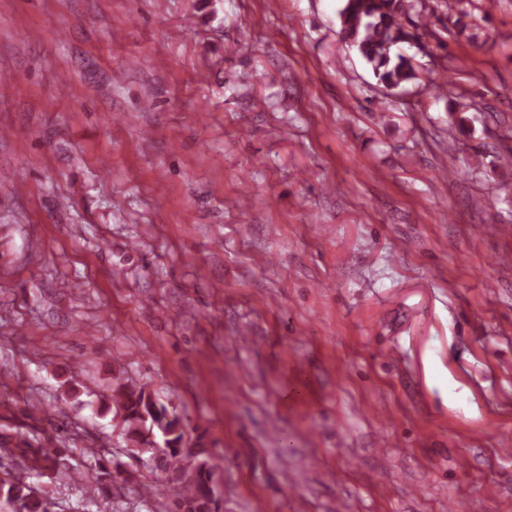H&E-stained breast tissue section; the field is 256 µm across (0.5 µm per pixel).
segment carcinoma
Returning <instances> with one entry per match:
<instances>
[{"label": "carcinoma", "instance_id": "carcinoma-1", "mask_svg": "<svg viewBox=\"0 0 512 512\" xmlns=\"http://www.w3.org/2000/svg\"><path fill=\"white\" fill-rule=\"evenodd\" d=\"M422 0H342L338 12L340 35L371 70L378 84L395 90L416 79L412 58L400 45L421 42L431 21ZM418 20L409 31L410 13ZM112 407L121 418L122 440L133 454H149L154 468L172 481L175 512H217L210 473L203 459L206 442L199 436L185 441V427L177 411L142 385L120 378L112 385ZM0 494L16 504V512H53L45 491L22 481H3Z\"/></svg>", "mask_w": 512, "mask_h": 512}]
</instances>
